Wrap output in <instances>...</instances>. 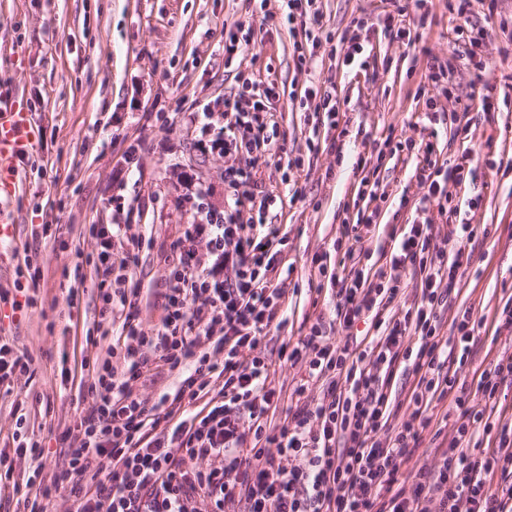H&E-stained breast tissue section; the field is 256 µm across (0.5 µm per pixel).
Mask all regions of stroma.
<instances>
[{"label":"stroma","instance_id":"35a3bbf8","mask_svg":"<svg viewBox=\"0 0 512 512\" xmlns=\"http://www.w3.org/2000/svg\"><path fill=\"white\" fill-rule=\"evenodd\" d=\"M428 6L433 24L419 30L413 47L376 32L359 63L345 67L340 39L350 22L372 23L384 4L320 0L323 39L306 72L294 64L282 0H0V105L31 112L40 138L33 157L19 166L14 192L0 196V208L15 220L8 247H0V290H15L25 264L41 269L35 305L20 322L0 323V335L26 352L34 369L11 392H0V448L22 415L26 429L50 450L44 476L65 460L63 432L83 403L77 389L62 385L60 370L69 367L76 381H88L85 334L99 319L91 265L83 267L75 301L67 299L77 254L95 252L82 235L84 225L115 220L149 238L133 278L141 288L142 318L158 322L154 300L173 261L170 243L197 223L198 201L224 205V154L200 150L199 135L186 129L183 116L223 111L224 96L236 90L241 73L274 80L283 92L275 111L278 160L258 181L261 190L280 195L267 220L286 236L276 261L287 289L285 322L265 339L270 378L283 394L272 420L285 416L292 389L305 376L280 359L281 345L308 333L317 320L326 336L338 334L336 288L327 283L320 294L310 292L312 259L334 254L343 220L356 218L362 178L352 168L356 153H370L373 141L389 136H432L442 161L471 152L473 174L457 187V201L471 224L493 225L495 233L477 240L442 313V331L450 333L458 309L483 316L463 370L467 376L512 354V332L498 331L495 321L512 297V170L496 172L485 164L486 142L512 154V102L493 112L472 108L465 138L453 134L454 107L447 98L438 97V112H426L425 96H438L424 77L428 55L468 49L454 39L448 0H429ZM266 11L274 16L272 32L225 59V32L241 25L259 29ZM510 15L512 0H473L470 21L488 32L485 67L460 68L454 84L461 100L512 74V54L501 52L511 38L499 27ZM312 81L339 100L349 121L345 134L307 124L299 95ZM312 135L320 142L315 156L306 147ZM132 145L137 152L131 156ZM298 156L303 166H291ZM415 166L404 153L383 160L378 176L389 198L364 240L370 254L363 266L384 265L392 230L426 218ZM38 224L47 225L45 236L32 235Z\"/></svg>","mask_w":512,"mask_h":512}]
</instances>
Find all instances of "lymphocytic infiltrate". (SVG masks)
<instances>
[{"label": "lymphocytic infiltrate", "instance_id": "lymphocytic-infiltrate-1", "mask_svg": "<svg viewBox=\"0 0 512 512\" xmlns=\"http://www.w3.org/2000/svg\"><path fill=\"white\" fill-rule=\"evenodd\" d=\"M274 82L243 79L224 98L222 132L212 113L192 112L187 124L211 136L212 147L269 162L277 153ZM416 159L423 202L435 206L448 229L432 220L402 228L388 262L366 274L354 260L378 210H358L344 226L347 247L335 270L326 255L312 260L315 279L330 277L340 298L339 338L314 323L283 344L281 356L304 366L283 419L272 421L281 393L270 381L262 343L284 320L286 294L274 282L280 227L265 217L278 197L256 194L250 172L224 170L223 209L204 207L203 221L173 241L177 260L162 293L164 315L149 326L140 318V288L131 270L144 246L129 236L114 252L123 227L88 224L98 246L101 322L119 343L96 356L90 382L79 393L89 404L66 434L68 461L42 481L44 449L35 435L17 431L0 448V469L14 459L35 467L14 485L23 512H48L66 496L67 512H512V427L490 416L499 388L512 381V355L500 357L475 382L458 369L472 353L482 321L458 311L443 334L441 311L470 264L476 231L463 217L454 190L470 173V157L439 162L433 142L395 144ZM418 277L420 298L397 307L407 277ZM370 321L365 346L353 328ZM410 375L406 398L393 394L396 370ZM170 378L156 399L134 391L145 373ZM324 381L309 396L310 382ZM480 395L484 407L472 405ZM446 404L455 435L440 462L420 465L405 486L398 475L423 443L433 407Z\"/></svg>", "mask_w": 512, "mask_h": 512}]
</instances>
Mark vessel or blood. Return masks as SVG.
Here are the masks:
<instances>
[{
  "label": "vessel or blood",
  "instance_id": "vessel-or-blood-1",
  "mask_svg": "<svg viewBox=\"0 0 512 512\" xmlns=\"http://www.w3.org/2000/svg\"><path fill=\"white\" fill-rule=\"evenodd\" d=\"M37 147L35 123L30 112L13 109L0 114V193L11 192L18 178L17 164Z\"/></svg>",
  "mask_w": 512,
  "mask_h": 512
}]
</instances>
